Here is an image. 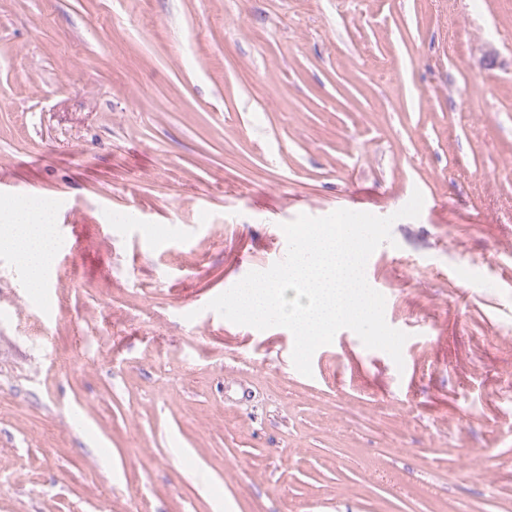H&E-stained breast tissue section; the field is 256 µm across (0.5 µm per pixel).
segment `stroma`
Listing matches in <instances>:
<instances>
[{
	"instance_id": "obj_1",
	"label": "stroma",
	"mask_w": 512,
	"mask_h": 512,
	"mask_svg": "<svg viewBox=\"0 0 512 512\" xmlns=\"http://www.w3.org/2000/svg\"><path fill=\"white\" fill-rule=\"evenodd\" d=\"M419 217L365 267L402 364L312 376L208 302L282 224ZM0 512H512V0H0ZM0 246L10 248L30 282L40 288L53 258L52 210L30 198L5 201L0 206Z\"/></svg>"
}]
</instances>
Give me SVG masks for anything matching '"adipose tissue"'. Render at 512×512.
<instances>
[{"label": "adipose tissue", "instance_id": "ef3b65f1", "mask_svg": "<svg viewBox=\"0 0 512 512\" xmlns=\"http://www.w3.org/2000/svg\"><path fill=\"white\" fill-rule=\"evenodd\" d=\"M51 211L35 199L0 203V246L10 248L35 287L44 284V273L53 258Z\"/></svg>", "mask_w": 512, "mask_h": 512}]
</instances>
